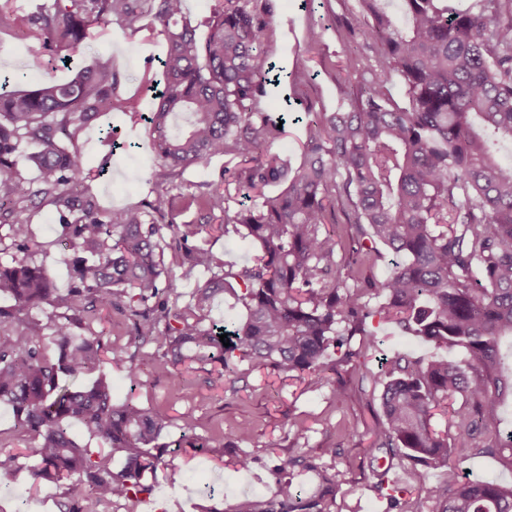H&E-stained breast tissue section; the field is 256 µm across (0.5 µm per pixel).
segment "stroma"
<instances>
[{"instance_id": "obj_1", "label": "stroma", "mask_w": 512, "mask_h": 512, "mask_svg": "<svg viewBox=\"0 0 512 512\" xmlns=\"http://www.w3.org/2000/svg\"><path fill=\"white\" fill-rule=\"evenodd\" d=\"M252 5L271 20L269 39L275 46L273 61L279 76L257 102V110L281 117L286 99L296 95L318 110L339 109L337 65L349 53L369 55L360 41L347 36L360 10L357 0H253ZM312 26L321 32L314 43L307 40ZM36 48L43 59L53 60L45 74L58 82L67 81L76 69L112 61L122 76L120 94L127 97L139 91L143 78H159L157 59L165 51L166 38L162 25L153 19H145L138 32L115 21L93 28L91 38L64 65L54 61L53 49L39 48L25 32H1L0 72L25 69ZM111 123L135 147L114 154L98 127L81 132L78 144L91 173L90 190L106 209L155 201L166 180L151 150L152 128L121 111L113 112ZM174 221L211 225L206 246L215 257L237 270L251 265L253 246L235 230L225 229L222 220L193 207L177 214ZM30 230V256L46 269L59 291H67L73 251L62 240V227L50 201L32 209ZM376 332L378 345L362 353L370 368H377L385 354L419 357L436 353L432 346L392 324H377ZM99 372L110 381L113 399L130 398L167 413L171 420L167 441L179 439L187 415L195 420L197 439L196 447L186 446L168 455L166 466L152 480L151 494L133 505L124 500L111 502L100 512H197V504L209 500L226 510L243 493L266 491L270 477L265 459L302 452L320 456L328 471L337 474L341 484L338 512H388L389 502L375 489L370 464L375 461L390 467L395 476L404 474V461L373 447L370 429L378 402L371 397V383L358 381L354 374H345L346 392L339 399L331 385L311 377L289 379L254 372L233 382L206 367L180 373L159 360L143 364L134 385L124 368L114 364H101ZM242 423L250 424L252 432L239 448L256 457L247 471L236 469L223 450L225 438ZM328 448L337 449V456H325ZM65 502L62 485L33 487L27 472L0 480V512H65Z\"/></svg>"}]
</instances>
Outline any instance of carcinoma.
Returning a JSON list of instances; mask_svg holds the SVG:
<instances>
[{
    "label": "carcinoma",
    "mask_w": 512,
    "mask_h": 512,
    "mask_svg": "<svg viewBox=\"0 0 512 512\" xmlns=\"http://www.w3.org/2000/svg\"><path fill=\"white\" fill-rule=\"evenodd\" d=\"M360 2L353 34L375 64L347 56L338 83L346 110L308 106L295 118L305 141L293 170L271 153L282 130L254 109L274 65L268 22L251 0H218L202 42L184 0H54L52 9L28 15L0 0V31L26 28L63 63L92 25L114 19L136 31L151 16L167 41L163 82L146 79L148 104L140 94L116 93L120 76L109 62L65 83L0 74V228L25 254L30 207L48 198L75 251L64 294L31 258L0 262V296L10 301L0 306V403L32 438V485L67 481L76 512L150 492L146 476L165 464L160 439L169 418L131 400L114 402L102 375L79 382L106 356L126 365L133 383L141 365L158 357L178 371L210 364L235 380L249 370L328 383L327 374L352 364L361 380L382 387L374 447L408 462L405 483L388 488L398 512H409L402 499L414 493L439 512H512V486L459 473L479 456L512 453V430H501L512 398V373H505L512 348L503 351V340H512V168L500 165L496 151L512 142V0H475L465 11L444 0H399L398 16L387 0ZM393 71L404 83L403 106L387 88ZM117 109L152 126L151 148L171 178L215 156L238 159L224 170V188L189 195L167 188L155 204L114 210L75 191L86 178L78 135ZM20 157L40 171L38 189L19 174ZM232 184L254 202L230 211ZM271 184L284 188L267 196ZM194 203L223 214L257 248L252 266L224 269L196 243L207 225L174 223L171 215ZM338 212L347 226L341 255ZM378 243L399 258L382 279L370 274L381 258ZM167 249L181 257V278L209 277L188 294L173 276L160 286ZM224 294L243 306L244 319L211 318ZM44 306L62 310L52 358L43 325L30 316ZM102 309L132 322L133 354L91 329ZM376 316L462 358L395 355L375 373L356 362L351 340L375 344L369 320ZM332 386L343 398L344 386ZM439 414L442 430L433 425ZM75 422L111 454L75 442ZM19 458L1 449L0 477L15 475ZM295 468L316 472L318 487L309 492L286 476ZM432 469L443 472L438 485L429 482ZM268 471V494H245L229 512H335L336 475L315 459L290 457Z\"/></svg>",
    "instance_id": "carcinoma-1"
}]
</instances>
